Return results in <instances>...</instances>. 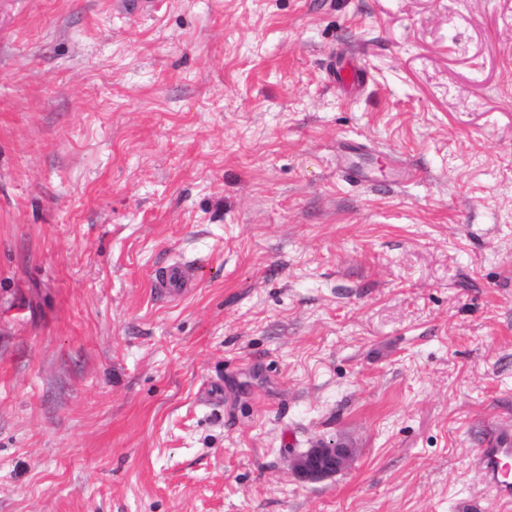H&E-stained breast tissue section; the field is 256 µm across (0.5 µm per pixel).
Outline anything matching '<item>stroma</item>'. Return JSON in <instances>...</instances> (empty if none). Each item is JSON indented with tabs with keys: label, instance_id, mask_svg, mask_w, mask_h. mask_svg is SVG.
<instances>
[{
	"label": "stroma",
	"instance_id": "1",
	"mask_svg": "<svg viewBox=\"0 0 512 512\" xmlns=\"http://www.w3.org/2000/svg\"><path fill=\"white\" fill-rule=\"evenodd\" d=\"M508 429L512 0H0V512H512ZM365 76L366 70L354 57L350 58L337 72H333L336 83L344 87L361 84ZM161 290L176 295L181 293L189 284V272L185 265L175 262L166 267L160 274ZM480 448L475 464L495 496L505 502L512 500V436L496 434ZM352 456L350 448L339 444H318L294 459L292 468L305 482L316 483L341 471Z\"/></svg>",
	"mask_w": 512,
	"mask_h": 512
}]
</instances>
